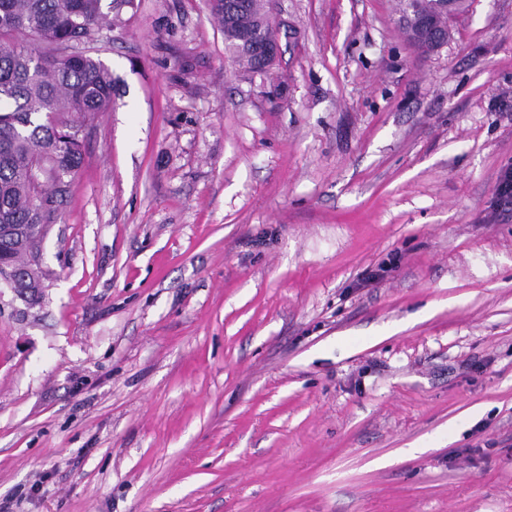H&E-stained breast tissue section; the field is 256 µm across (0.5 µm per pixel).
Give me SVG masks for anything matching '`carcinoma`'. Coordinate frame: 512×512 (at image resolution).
Segmentation results:
<instances>
[{
	"label": "carcinoma",
	"mask_w": 512,
	"mask_h": 512,
	"mask_svg": "<svg viewBox=\"0 0 512 512\" xmlns=\"http://www.w3.org/2000/svg\"><path fill=\"white\" fill-rule=\"evenodd\" d=\"M102 0H0V224H32L29 237L0 242V264L30 267L25 288H39L35 265L52 224L68 202L70 185L84 161V129L112 107V72L88 52L70 57V45L94 43L112 24ZM211 0L224 30L225 49L254 74L272 63L255 55L250 42L272 31L267 0ZM465 0H418L448 40V13Z\"/></svg>",
	"instance_id": "carcinoma-1"
}]
</instances>
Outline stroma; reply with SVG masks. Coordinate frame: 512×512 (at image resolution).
I'll return each mask as SVG.
<instances>
[{
    "instance_id": "35a3bbf8",
    "label": "stroma",
    "mask_w": 512,
    "mask_h": 512,
    "mask_svg": "<svg viewBox=\"0 0 512 512\" xmlns=\"http://www.w3.org/2000/svg\"><path fill=\"white\" fill-rule=\"evenodd\" d=\"M133 0L41 246L0 285L10 512H512V0ZM247 5L238 9L241 0H211L212 12L224 30L225 49L253 74L265 75L273 65L250 50V42L262 29L275 34L265 14L267 1L243 0ZM418 5L422 12L433 14L437 17L440 24V33L442 35V42L438 47L443 45L448 40V10L442 0H418Z\"/></svg>"
}]
</instances>
